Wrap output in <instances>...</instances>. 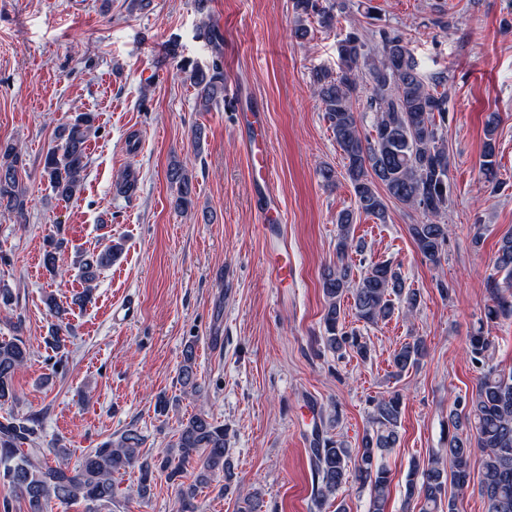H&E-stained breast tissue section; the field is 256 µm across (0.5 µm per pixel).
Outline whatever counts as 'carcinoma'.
<instances>
[{
  "instance_id": "obj_1",
  "label": "carcinoma",
  "mask_w": 512,
  "mask_h": 512,
  "mask_svg": "<svg viewBox=\"0 0 512 512\" xmlns=\"http://www.w3.org/2000/svg\"><path fill=\"white\" fill-rule=\"evenodd\" d=\"M298 18L315 17L320 26L336 22L332 4L324 0H294ZM341 66L336 73L316 74V94L324 118L346 163L343 177L350 183L357 213L386 222V199L414 210L426 220L409 225V233L423 259L432 267L441 266L448 242V225L441 216L448 208V150L444 129L448 114V94L443 90L446 78L438 76L427 85L418 71L402 34L382 30L378 38L367 39L352 33L339 42ZM197 89L199 105L204 109L224 99V65L216 59L207 68L195 67L189 75ZM370 82L372 95L368 109L375 113L370 132L359 125L354 102L362 86ZM96 115L78 112L57 129V144L47 150L42 169L50 187L63 201L81 191L87 167L88 133ZM497 128L496 116L487 124L482 171L486 182L497 181L494 147L491 139ZM26 162L13 146H0V209L21 211V173ZM168 177L177 185L176 207L191 204L192 182L186 170L175 165ZM354 212L338 216L336 255L338 262L324 271L322 291L327 305L322 315L324 346L343 357L354 352L361 359L370 357L371 349L356 328L342 321L341 305L345 295L352 298L357 320L364 326L387 321L399 311L406 316L417 312L421 303L419 290L406 286L400 267L390 261L369 264L358 278L352 265L344 262L349 251L360 252L350 236ZM63 240L46 239L43 263L47 271L57 273V254ZM118 247L109 245L102 252L83 259L84 290L77 300L91 301L96 271L112 265ZM503 279L487 281L492 304L485 317L490 321L512 316V233L505 234L495 258ZM47 306L58 320L53 347L65 349L67 309L55 298ZM468 351L480 369L476 391L457 403L448 414V447L409 466L405 497L412 512H459L457 499L448 495V483L462 489L470 478L472 452L480 450L483 459L480 495L485 512H512V371L494 363V345L489 337L477 332L470 336ZM427 354L421 336L401 344L392 355V375L400 378L420 365ZM28 360L22 337L0 339V406L16 402L14 378ZM183 391L199 394L195 347H184L178 371ZM402 395L398 391L372 400L368 426L356 454L346 443L328 435H317L310 448L314 469L312 494L321 504L337 495L350 480L369 490L368 512H385L391 493V476L386 459L400 442ZM37 419L9 415L0 421V486L9 496L27 503V512H46L48 503L82 499L96 508H110L114 502L115 476L130 467H138V495L149 492L154 472L167 473L171 481L182 477L186 467L193 469V481L178 484L181 512H196L198 491L224 475V489L236 479L235 465L227 448L224 426L203 412L180 423L177 437L162 455L146 459L140 454L145 443L141 431L130 425L116 438L87 452L74 466L64 462L49 465L42 461L44 449L38 441Z\"/></svg>"
}]
</instances>
